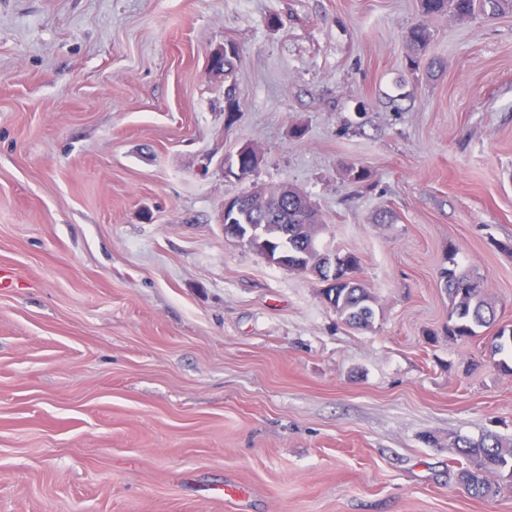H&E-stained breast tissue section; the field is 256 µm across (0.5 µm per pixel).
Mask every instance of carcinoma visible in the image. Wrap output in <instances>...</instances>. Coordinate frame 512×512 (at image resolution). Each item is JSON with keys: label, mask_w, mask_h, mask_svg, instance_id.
<instances>
[{"label": "carcinoma", "mask_w": 512, "mask_h": 512, "mask_svg": "<svg viewBox=\"0 0 512 512\" xmlns=\"http://www.w3.org/2000/svg\"><path fill=\"white\" fill-rule=\"evenodd\" d=\"M419 2L425 18L449 14L457 21L467 22L480 15L494 17L512 13V0ZM406 38L418 52L412 60V64L418 66L432 40L431 30L420 21L408 29ZM279 212L282 218L275 220L261 209L250 207L242 213L240 223L253 228L252 247L270 261L277 263L286 257L288 269L306 272L311 261L320 256L314 228L323 223V218L308 197L292 185L288 186V197L283 199ZM348 258L352 264L350 274L336 287L322 291V295L348 324L367 327L374 316L373 298L356 277L358 258L353 254ZM440 278L450 301L449 336L476 337L480 329L495 321V309L486 297L483 279L461 269L454 255H448V266L441 269ZM491 354L512 355V333L504 329L498 331L491 343ZM458 452L470 464L462 471V480L470 495L476 498L489 495L495 479L512 483V448L505 447L496 435L490 433L476 441L463 439Z\"/></svg>", "instance_id": "1"}]
</instances>
